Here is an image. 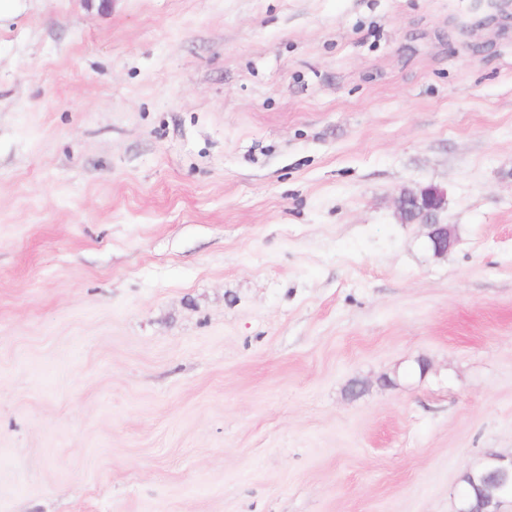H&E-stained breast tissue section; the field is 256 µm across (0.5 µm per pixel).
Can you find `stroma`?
<instances>
[{
  "mask_svg": "<svg viewBox=\"0 0 512 512\" xmlns=\"http://www.w3.org/2000/svg\"><path fill=\"white\" fill-rule=\"evenodd\" d=\"M490 452L512 0L0 21V512H451ZM445 203L444 190L436 186L404 190L396 199L403 223L425 226L428 244L438 256L447 254L453 244V236L448 225L441 224L438 220Z\"/></svg>",
  "mask_w": 512,
  "mask_h": 512,
  "instance_id": "35a3bbf8",
  "label": "stroma"
}]
</instances>
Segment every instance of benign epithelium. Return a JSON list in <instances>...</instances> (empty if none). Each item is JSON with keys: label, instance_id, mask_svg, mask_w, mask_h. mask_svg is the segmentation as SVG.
<instances>
[{"label": "benign epithelium", "instance_id": "obj_1", "mask_svg": "<svg viewBox=\"0 0 512 512\" xmlns=\"http://www.w3.org/2000/svg\"><path fill=\"white\" fill-rule=\"evenodd\" d=\"M445 203L444 190L436 186L404 190L396 199L403 223L425 226L428 244L438 256L447 254L453 244V236L448 225L438 220ZM493 461L497 466L484 476L483 486L478 488V505H473L470 498L458 495L455 512H500L503 501L494 495V491L506 492L512 488V456L497 454Z\"/></svg>", "mask_w": 512, "mask_h": 512}]
</instances>
